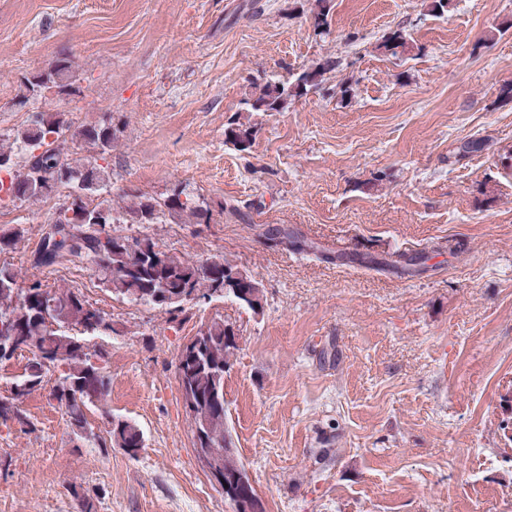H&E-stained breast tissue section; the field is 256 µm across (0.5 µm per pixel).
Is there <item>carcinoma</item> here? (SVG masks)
<instances>
[{
	"mask_svg": "<svg viewBox=\"0 0 512 512\" xmlns=\"http://www.w3.org/2000/svg\"><path fill=\"white\" fill-rule=\"evenodd\" d=\"M316 8L313 14L315 31L328 35L330 0H316ZM376 48L386 55L397 56L407 52L411 45L406 33L396 29L383 34ZM336 65L337 61L328 58L284 79L255 81L251 97L245 100L244 111L283 112L318 88L324 74L334 70ZM71 80L70 63L60 60L29 82L28 92L33 97L50 86L64 90L71 85ZM35 115L38 119L20 135L26 150L22 172L7 184L0 182V191L19 199H33L48 195L60 186L70 189L72 217L64 223L52 224L44 237L45 264H52L66 254L84 257L113 295L131 304L163 308L175 319L184 312L183 301L166 305L163 301L179 295L187 287L211 298L235 301L243 293L247 295L249 309L258 311L262 308L263 290L258 282L249 276L231 278L229 272L234 266L226 260L193 262L161 250L150 238L109 235L104 233L103 225L87 222L86 217L103 208L108 211L109 224L122 220L152 224L164 211H186L196 223L206 224L210 220V209L200 202L181 199L180 190L162 202L130 193L122 214L114 212L110 206L104 208L100 203L90 206L86 194L107 189L106 171L92 163L81 169L72 167L60 148V143L66 141L70 125L59 114L47 117L37 111ZM73 137L105 154L112 149L116 129L110 123L90 125L73 133ZM254 137L255 125L249 121L234 119L225 130V142L239 151L248 150ZM201 330L200 346L185 356L179 355V387L194 399L193 447L225 456L234 442L229 438L231 432L224 411V367L230 366L237 345L232 340V328L221 318L212 319ZM110 331L111 324L80 293L68 288H45L37 281L23 286L18 283V274L10 265H0V348L10 343L23 345L31 355L27 375L17 382L19 389L13 392L11 399L0 400V420L27 424L21 409L23 398L42 389L45 378L58 371L60 376L50 396L65 409L73 433L85 437V410L89 405L103 401L109 389L104 367L93 361L95 357L105 358L104 349L91 348L87 338L105 336ZM109 443L126 449L135 457L144 447L143 432L134 422L113 420L109 441L99 442V447L105 448ZM223 477L227 484L225 499L231 501L257 494L254 485L243 478L230 461L224 464Z\"/></svg>",
	"mask_w": 512,
	"mask_h": 512,
	"instance_id": "carcinoma-1",
	"label": "carcinoma"
}]
</instances>
